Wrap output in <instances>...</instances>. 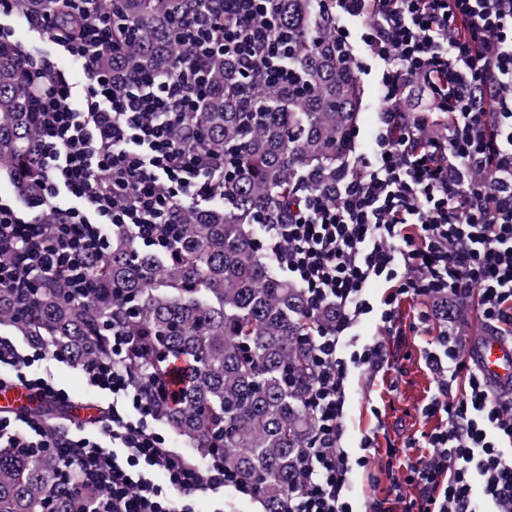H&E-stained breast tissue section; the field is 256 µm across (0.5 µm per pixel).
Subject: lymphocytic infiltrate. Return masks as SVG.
I'll return each mask as SVG.
<instances>
[{"instance_id": "1", "label": "lymphocytic infiltrate", "mask_w": 512, "mask_h": 512, "mask_svg": "<svg viewBox=\"0 0 512 512\" xmlns=\"http://www.w3.org/2000/svg\"><path fill=\"white\" fill-rule=\"evenodd\" d=\"M82 35L66 40L51 11L33 14L36 31L82 65L83 81L44 56L21 53L0 25V53L21 55L32 74L31 161L42 192L23 205L0 199V291L24 299L34 271L68 272L69 294L89 287L86 262L109 251L117 233L145 248L166 246L179 204L197 200L223 158L177 139L173 127L195 119L207 93L206 59L236 60L238 77L258 89L288 81L270 32L272 0H230L236 20L221 39L219 19L182 15L179 40L190 52L174 72L113 89L100 59L112 50L109 17L80 0ZM356 70L379 79L373 143L349 148L334 184L307 190L263 224L268 258L307 298L312 327L306 404L316 434L299 463L300 487L287 512H512V397H493L465 353L461 326L475 309L482 326L512 335V0H319ZM57 214L43 223V209ZM388 293L373 299L371 290ZM416 301L412 326L430 334L425 364L437 376L421 412L437 419L389 455L400 462L386 498L355 496L350 474L366 468L375 436L363 434L350 459L346 388L351 376L377 378L390 352L359 328L375 318L400 335L396 311ZM132 338L112 333L111 358L81 370L112 409L93 431L47 430L44 420L0 415V448L31 457L52 450L73 512H225L224 493L254 498L221 461L206 465L173 448L155 426L146 381L123 364ZM45 344L0 336V371L42 398L68 393L32 373L63 362Z\"/></svg>"}]
</instances>
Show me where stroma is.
Masks as SVG:
<instances>
[{
    "mask_svg": "<svg viewBox=\"0 0 512 512\" xmlns=\"http://www.w3.org/2000/svg\"><path fill=\"white\" fill-rule=\"evenodd\" d=\"M426 341V336L409 330L398 337H386L385 343L394 357L390 371L374 381L363 377L353 382L345 443L354 445L358 433L364 431L377 433V452L372 458L377 480L357 482L358 495L383 497L391 478L386 468L389 448L434 426L433 421L419 414L435 388V376L422 358Z\"/></svg>",
    "mask_w": 512,
    "mask_h": 512,
    "instance_id": "1",
    "label": "stroma"
}]
</instances>
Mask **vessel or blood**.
Returning a JSON list of instances; mask_svg holds the SVG:
<instances>
[{
  "label": "vessel or blood",
  "mask_w": 512,
  "mask_h": 512,
  "mask_svg": "<svg viewBox=\"0 0 512 512\" xmlns=\"http://www.w3.org/2000/svg\"><path fill=\"white\" fill-rule=\"evenodd\" d=\"M469 354L482 372L490 390L496 394L512 393V339L480 330L469 347ZM45 405L19 384L0 385V413L36 415Z\"/></svg>",
  "instance_id": "obj_1"
}]
</instances>
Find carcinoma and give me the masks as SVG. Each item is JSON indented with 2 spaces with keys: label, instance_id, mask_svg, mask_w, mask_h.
Returning <instances> with one entry per match:
<instances>
[{
  "label": "carcinoma",
  "instance_id": "1",
  "mask_svg": "<svg viewBox=\"0 0 512 512\" xmlns=\"http://www.w3.org/2000/svg\"><path fill=\"white\" fill-rule=\"evenodd\" d=\"M21 9L56 13L59 32L79 35L78 17L60 0H19ZM223 0H100L120 25L112 69L128 77L173 72L182 47L171 41L175 15L207 12ZM279 22L292 29L283 52L291 80L244 91L229 58H213L209 91L197 121L174 133H202V148L224 156L206 206L178 207L175 234L161 252L131 235L112 237V249L90 264L112 297L64 298V272L40 273L29 309L16 311L0 293V326L31 341L52 342L74 363L112 356V325L135 343L124 364L149 382L159 420L183 442L254 486L262 512H284L297 487L295 464L311 448L315 419L304 405L311 383L303 336L312 319L304 293L265 260L255 225L276 205L313 185L336 180L361 107L350 59L336 47L332 23L315 0H277ZM30 77L16 58L0 56V170L32 197L43 180L29 163L33 136ZM187 360L180 403L161 388L171 363ZM58 467L44 452L26 457L0 448V512H73L58 489Z\"/></svg>",
  "mask_w": 512,
  "mask_h": 512
}]
</instances>
